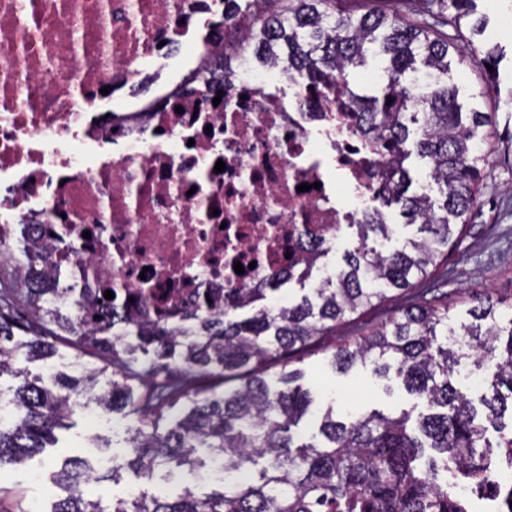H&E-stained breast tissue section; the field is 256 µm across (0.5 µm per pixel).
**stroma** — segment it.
<instances>
[{
	"label": "stroma",
	"mask_w": 512,
	"mask_h": 512,
	"mask_svg": "<svg viewBox=\"0 0 512 512\" xmlns=\"http://www.w3.org/2000/svg\"><path fill=\"white\" fill-rule=\"evenodd\" d=\"M476 6L478 14L489 19L485 40L499 44L503 59L487 95L471 102L472 107L492 115L483 144L489 163L477 204L468 216L464 235L449 248L434 275L436 287L448 295L451 317L458 321L466 320L473 297L488 294L499 301H512V110L499 105L500 100L512 96V33L504 29L512 17V5L507 0H477ZM408 303L407 295H394L384 305L338 327L335 336L323 337L312 352L296 361V369L303 373L302 385L319 404H334L341 415L371 409L393 416L407 411L416 417L426 412V403L409 395L401 384L388 383L360 366L342 374L329 363L337 340L369 333ZM127 425L120 416L78 401L67 427L57 430L56 445L46 448L27 466L0 468V512H48L59 494L50 481L54 466L64 458L78 456L107 471L112 466V452L122 451L125 445ZM98 436L110 440V450L96 447L94 439ZM132 487L157 495L175 494L187 487L201 495L210 492L213 485L187 472L169 476L159 470L147 479L124 470L116 480L84 484L83 492L85 497H99L108 503L126 496Z\"/></svg>",
	"instance_id": "stroma-1"
}]
</instances>
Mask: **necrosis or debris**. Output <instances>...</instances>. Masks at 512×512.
Returning <instances> with one entry per match:
<instances>
[{
	"instance_id": "1",
	"label": "necrosis or debris",
	"mask_w": 512,
	"mask_h": 512,
	"mask_svg": "<svg viewBox=\"0 0 512 512\" xmlns=\"http://www.w3.org/2000/svg\"><path fill=\"white\" fill-rule=\"evenodd\" d=\"M259 22L222 0H0V223L154 317L299 273L363 223L380 157L335 91H277ZM199 71L227 74L221 98Z\"/></svg>"
}]
</instances>
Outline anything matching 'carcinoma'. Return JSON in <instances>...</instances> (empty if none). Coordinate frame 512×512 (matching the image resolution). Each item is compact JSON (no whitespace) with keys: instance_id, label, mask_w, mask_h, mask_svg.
<instances>
[{"instance_id":"obj_1","label":"carcinoma","mask_w":512,"mask_h":512,"mask_svg":"<svg viewBox=\"0 0 512 512\" xmlns=\"http://www.w3.org/2000/svg\"><path fill=\"white\" fill-rule=\"evenodd\" d=\"M269 2L273 8L252 33L254 50L283 64L290 79L336 88L357 109L371 146L392 145L378 199L398 206L403 223L419 225L420 237L382 253L374 243L391 240L393 225L352 224L357 246L297 300L263 303L277 280L226 297L219 308L203 301L192 312L157 318L145 309L142 317L132 314L93 288L62 287L54 253L19 237L17 253L0 256V384L20 380L8 386L16 416L0 418V467L23 466L41 453L65 427L73 399L83 396L132 420L126 451L112 455L111 478L124 468L151 477L159 468L195 472L209 463L226 478L238 475L201 497L185 489L174 498L132 494L104 506L84 498L81 485L106 477L91 461L69 458L52 475L66 496L51 512H464L438 487L435 472L458 471L480 485L489 448L508 451L512 462V422L501 424L490 443L472 401L452 381L467 363L486 372L493 396L485 406L501 414L500 405L512 401V314L505 319L490 299L478 298L468 309L472 322L455 327L448 303L426 302L416 289L461 237L488 163L478 142L490 116L459 101L451 61L463 25L476 35L486 19H471L475 0H421L411 14L398 8L405 0H349L342 11L336 0ZM481 54L485 78L496 76L499 47L485 45ZM359 69L376 71V82L358 85ZM409 142L427 160L439 198L407 195ZM395 291L412 294V303L376 331L333 346L331 365L341 373L369 366L426 400L434 412L416 427H409L408 412L372 410L340 421L331 404L313 410L300 371L267 372L265 363H290ZM60 332L74 347L93 350L102 365L75 362L78 374L47 378L18 366L20 350L26 362L51 365L58 350L49 337ZM173 366L178 378L155 380ZM215 372L237 385L222 392L199 385ZM182 399L188 410L175 417ZM260 459L265 465L254 475Z\"/></svg>"}]
</instances>
